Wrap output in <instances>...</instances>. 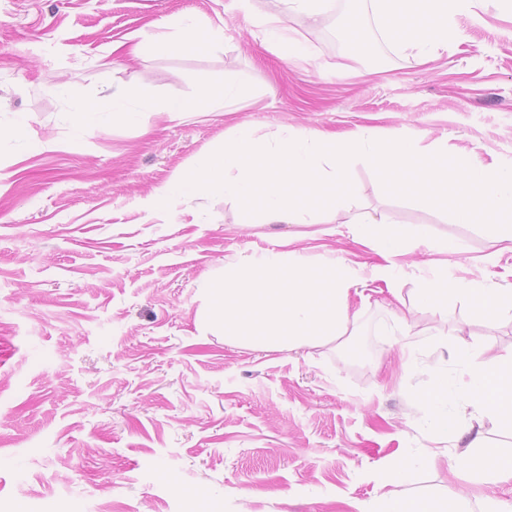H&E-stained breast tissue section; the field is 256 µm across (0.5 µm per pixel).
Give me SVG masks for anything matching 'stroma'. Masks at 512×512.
I'll return each mask as SVG.
<instances>
[{"instance_id":"obj_1","label":"stroma","mask_w":512,"mask_h":512,"mask_svg":"<svg viewBox=\"0 0 512 512\" xmlns=\"http://www.w3.org/2000/svg\"><path fill=\"white\" fill-rule=\"evenodd\" d=\"M187 13L223 20V45L112 52ZM268 16L311 62L267 48ZM450 27L422 64L372 0H325L316 25L286 0H0V512H376L384 493L479 512L489 488L457 469L465 440L433 433L429 397L441 378L461 382L475 352L512 355V314L467 296L436 313L415 295L443 269L512 288L500 231L388 195L360 157L352 197L311 224L275 230L210 192L144 207L240 126L327 140L419 131L451 157L511 163L512 12L478 0ZM204 78L236 86L237 102L77 125L80 103L115 91L136 106L192 102ZM20 125L24 137L8 136ZM356 219L377 240H427L394 273L405 305L372 279L376 249L333 233ZM284 236L288 252L360 269L355 322L316 347L225 340L207 322L208 286ZM446 239L463 255L439 252ZM446 410L512 450L465 393Z\"/></svg>"}]
</instances>
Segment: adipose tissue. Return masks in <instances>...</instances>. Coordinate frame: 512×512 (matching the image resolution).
Returning a JSON list of instances; mask_svg holds the SVG:
<instances>
[{
	"mask_svg": "<svg viewBox=\"0 0 512 512\" xmlns=\"http://www.w3.org/2000/svg\"><path fill=\"white\" fill-rule=\"evenodd\" d=\"M472 0H379L381 12L396 39L421 46H434L448 40V20L456 12L469 9ZM452 295L475 296L483 307L512 312V289L497 284L472 285L436 277L418 289L419 305L444 308ZM464 389L471 404L492 413L512 428V356L473 363ZM472 452L462 455L458 468L476 477L489 478L498 492L484 496V512H512V456L491 453L481 438L471 442Z\"/></svg>",
	"mask_w": 512,
	"mask_h": 512,
	"instance_id": "obj_1",
	"label": "adipose tissue"
}]
</instances>
